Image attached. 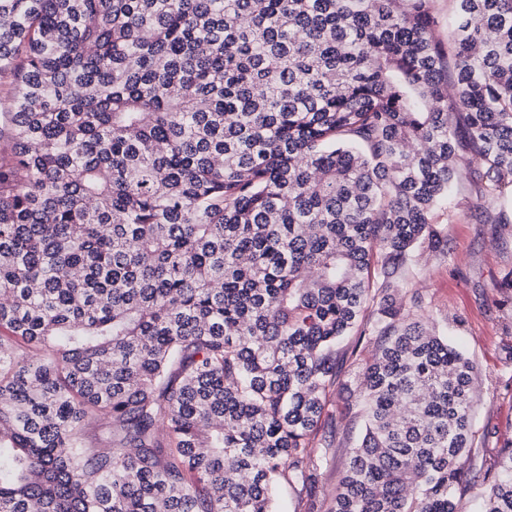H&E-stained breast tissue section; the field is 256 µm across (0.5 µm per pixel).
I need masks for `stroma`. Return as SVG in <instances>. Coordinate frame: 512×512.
<instances>
[{"mask_svg":"<svg viewBox=\"0 0 512 512\" xmlns=\"http://www.w3.org/2000/svg\"><path fill=\"white\" fill-rule=\"evenodd\" d=\"M431 221L446 225L448 252L422 255L409 277L410 289L422 293L440 317L450 342L476 361L482 372L473 408V428L480 448L479 465L460 489L462 512H477L494 482L492 465L512 447V188L494 209H486L461 172L448 203L433 211ZM355 375L342 365L318 427L330 443V462L319 478L318 508L327 512L343 475L346 452L359 427Z\"/></svg>","mask_w":512,"mask_h":512,"instance_id":"obj_1","label":"stroma"}]
</instances>
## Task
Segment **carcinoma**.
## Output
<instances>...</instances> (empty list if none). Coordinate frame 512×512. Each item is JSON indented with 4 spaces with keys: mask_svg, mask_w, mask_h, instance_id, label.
Segmentation results:
<instances>
[{
    "mask_svg": "<svg viewBox=\"0 0 512 512\" xmlns=\"http://www.w3.org/2000/svg\"><path fill=\"white\" fill-rule=\"evenodd\" d=\"M431 2L0 0V512L315 496L349 336L329 512H461L481 370L408 278L512 186V0ZM355 375L349 362L343 363L340 382L329 397L317 439L325 438L331 444L330 462L319 478L317 505L321 512H328L331 497L343 475L347 448L352 446L359 433V425L354 424V413L359 410ZM319 500V501H318Z\"/></svg>",
    "mask_w": 512,
    "mask_h": 512,
    "instance_id": "carcinoma-1",
    "label": "carcinoma"
}]
</instances>
